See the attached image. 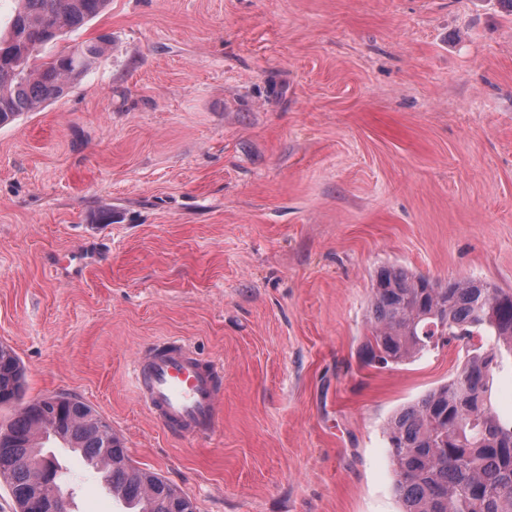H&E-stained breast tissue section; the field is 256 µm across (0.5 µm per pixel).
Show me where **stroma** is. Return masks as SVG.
<instances>
[{"instance_id": "1", "label": "stroma", "mask_w": 512, "mask_h": 512, "mask_svg": "<svg viewBox=\"0 0 512 512\" xmlns=\"http://www.w3.org/2000/svg\"><path fill=\"white\" fill-rule=\"evenodd\" d=\"M63 98L0 126V346L26 399L93 407L196 512H400L385 425L451 345L362 362L384 265L512 289L505 0H111ZM224 365L222 425L167 433L129 367ZM77 512H123L57 449Z\"/></svg>"}]
</instances>
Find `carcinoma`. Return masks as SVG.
Instances as JSON below:
<instances>
[{
	"label": "carcinoma",
	"mask_w": 512,
	"mask_h": 512,
	"mask_svg": "<svg viewBox=\"0 0 512 512\" xmlns=\"http://www.w3.org/2000/svg\"><path fill=\"white\" fill-rule=\"evenodd\" d=\"M11 29L0 37V126L64 97L110 43L107 34L67 48L40 65L21 53L16 39L41 49L83 27L109 0H16ZM368 364H400L439 347L438 336L461 345L465 356L448 382L388 420L394 492L402 512H512V416L498 410L495 379L512 363V290L464 279L437 282L406 268L385 266L374 279ZM25 373L16 354L0 347V405H19L0 440V477L18 512H28L41 484L34 465L45 454L37 436L61 439L93 468L110 475L112 489L139 502L132 512H196L191 499L153 472L132 464L120 440L101 432L90 405L62 396L59 410L24 400Z\"/></svg>",
	"instance_id": "carcinoma-1"
}]
</instances>
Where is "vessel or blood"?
I'll use <instances>...</instances> for the list:
<instances>
[{
	"label": "vessel or blood",
	"instance_id": "obj_1",
	"mask_svg": "<svg viewBox=\"0 0 512 512\" xmlns=\"http://www.w3.org/2000/svg\"><path fill=\"white\" fill-rule=\"evenodd\" d=\"M222 373L220 365L203 362L176 341L152 344L131 365L139 398L169 433L182 439L218 430Z\"/></svg>",
	"mask_w": 512,
	"mask_h": 512
}]
</instances>
